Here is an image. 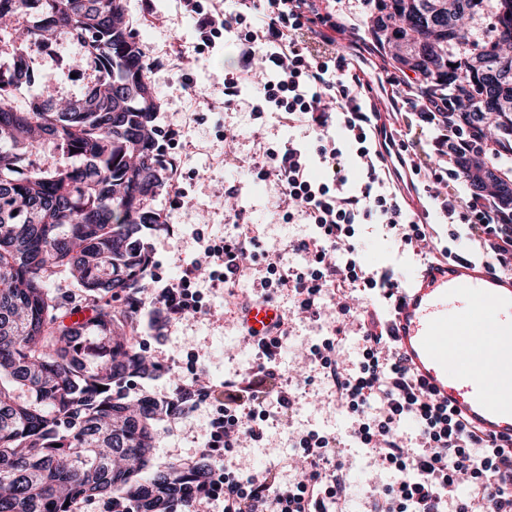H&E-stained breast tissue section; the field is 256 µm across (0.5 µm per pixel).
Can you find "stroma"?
Segmentation results:
<instances>
[{
	"mask_svg": "<svg viewBox=\"0 0 512 512\" xmlns=\"http://www.w3.org/2000/svg\"><path fill=\"white\" fill-rule=\"evenodd\" d=\"M123 6L126 22L135 32L146 60L159 62L149 74L159 105L155 123L160 130L176 127L182 132L179 139L161 140L164 157L174 159L179 166L184 197L181 203H174L166 187L153 203L163 219L162 224L145 230L143 237L153 276L163 283L177 278L199 257L203 241L233 233V223L224 207V190L228 187L235 191L237 208L244 210L249 222L258 225L267 247L307 236L309 225L287 224L280 219L275 183L258 180L250 165L261 156L264 146L291 140L307 143L311 134L300 126H283L269 113L255 117L244 104L225 106L224 75L232 69L233 43L220 38L214 46H204L184 0H153L149 7L143 0H123ZM81 52V47L67 36L47 51L39 42H21L0 33V65L9 64L21 54L37 77L34 85L14 91L15 100L23 103L51 93L63 98L80 95L93 71L85 69L83 78H73L67 61ZM354 243L369 271L389 269L401 286L422 262L420 252L402 243L383 224L358 225ZM202 287L205 310L182 323L163 325L152 305L141 308L138 340L154 370L150 376L129 383V399L149 396L160 401L172 395L176 379L187 373V355L191 352L198 354L202 377L211 383L240 373L254 362L255 354L242 342L236 323L224 315L232 296L219 282L207 280ZM335 319V309L329 302L321 317L295 318L280 354V367L286 377L295 379L303 374L308 346L331 335ZM210 414V407L203 405L177 419L161 421L148 472L165 469L177 457L199 461ZM305 428L331 431L341 438V455L348 467L346 512H364L372 489L394 482V474L375 465L349 437L348 415L336 409L317 380L298 392L290 417L271 413L263 440L243 444L229 459L246 472L276 467L284 477H291L296 472L298 453L295 436Z\"/></svg>",
	"mask_w": 512,
	"mask_h": 512,
	"instance_id": "1",
	"label": "stroma"
}]
</instances>
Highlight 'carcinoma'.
<instances>
[{"label":"carcinoma","instance_id":"carcinoma-1","mask_svg":"<svg viewBox=\"0 0 512 512\" xmlns=\"http://www.w3.org/2000/svg\"><path fill=\"white\" fill-rule=\"evenodd\" d=\"M371 32L395 43V61L449 87L465 105V131L484 136L494 119L489 163L458 158L475 192L492 185L512 208V0H378ZM122 0H0V21L45 42L76 40L95 75L79 96L53 97L19 112L0 65V512H70L65 502L108 498L128 512H176L211 475L206 460L171 465L144 479L166 404L132 402L125 387L150 373L136 340L145 256L141 233L161 223L152 202L167 171L155 154L158 103L143 52L123 21ZM467 15L466 27L454 28ZM54 144L67 162L24 164L27 149ZM91 301V315L65 324L48 282L62 272ZM105 340L94 363L88 333ZM104 390H98V387Z\"/></svg>","mask_w":512,"mask_h":512}]
</instances>
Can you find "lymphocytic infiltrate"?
<instances>
[{"mask_svg": "<svg viewBox=\"0 0 512 512\" xmlns=\"http://www.w3.org/2000/svg\"><path fill=\"white\" fill-rule=\"evenodd\" d=\"M235 7H202L186 0L205 43L225 34L235 37V66L224 77V104L232 106L251 89L253 114L275 113L282 125L310 130L311 144L271 145L253 166L259 180H275L279 208L285 222L314 225V235L274 249H262L254 225L242 212L233 215V234L207 241L194 264L179 279L157 287L136 289L134 306L153 302L167 324L174 325L203 308L198 287L200 269L223 283L234 296L231 313L244 319L251 305L272 302L287 293L289 309L276 314L273 325L257 331L241 328L242 341L255 349L257 359L243 373L213 384L201 382L198 357L188 353L190 376L168 399L169 407L185 413L208 403L213 411L203 432L204 454L222 457L246 441H261L271 410L288 415L295 389L284 378L279 362L282 344L294 316L320 317L324 300L336 306L333 335L312 344L309 368L325 386L337 409L352 420L351 435L397 481L367 498L366 512H512L506 479L512 478V446L493 447L438 404L418 383L402 358L393 352L385 308L374 303L351 306L352 294L382 289L388 301L396 299L393 282H377L358 261L353 243L355 227L378 218L394 229L401 241L423 249L427 259L447 257L438 246L433 225L416 221L403 200L404 175L419 177L421 167L412 158L413 145L397 136L371 96L369 79L340 54L338 44L348 30L346 17L357 13L365 0H234ZM392 99L410 104L425 128L436 158L435 181L454 175L459 154L491 157L478 138L456 132L459 106L449 87L431 89L422 75L388 74ZM341 117L356 146L366 180L355 193L346 191V158L331 136L334 117ZM326 169L311 178V159ZM442 215L463 225L474 252L493 272L512 271V210L503 209L493 194L453 192L439 197ZM302 253L306 262L284 266L288 251ZM263 259L262 290L241 291L251 279L254 259ZM355 321L364 342L362 359L350 365L340 357L347 321ZM415 423L420 436L410 447L402 428ZM334 435L306 429L298 447L304 469L285 481L271 470L242 472L227 465L215 467L209 483L194 486L188 512H200L212 500L224 503V512H343L347 498V468ZM472 483L468 498L454 491L462 477Z\"/></svg>", "mask_w": 512, "mask_h": 512, "instance_id": "1", "label": "lymphocytic infiltrate"}]
</instances>
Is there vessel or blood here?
Returning a JSON list of instances; mask_svg holds the SVG:
<instances>
[{"label":"vessel or blood","mask_w":512,"mask_h":512,"mask_svg":"<svg viewBox=\"0 0 512 512\" xmlns=\"http://www.w3.org/2000/svg\"><path fill=\"white\" fill-rule=\"evenodd\" d=\"M389 325L395 351L439 404L489 445L512 444V272L454 255L425 262L399 289Z\"/></svg>","instance_id":"obj_1"}]
</instances>
